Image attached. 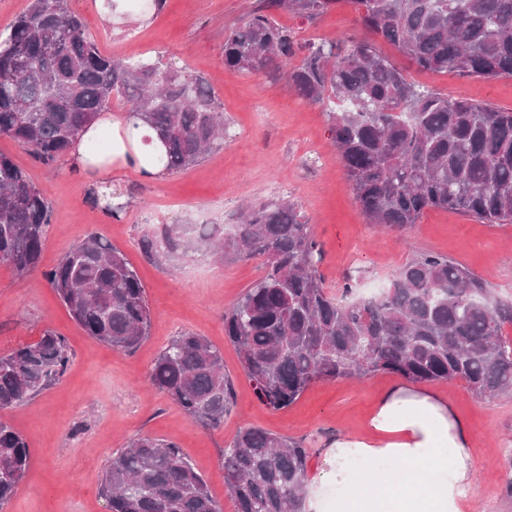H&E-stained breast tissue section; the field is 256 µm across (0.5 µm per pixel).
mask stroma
<instances>
[{"label": "stroma", "instance_id": "stroma-1", "mask_svg": "<svg viewBox=\"0 0 512 512\" xmlns=\"http://www.w3.org/2000/svg\"><path fill=\"white\" fill-rule=\"evenodd\" d=\"M259 0H164L148 24L117 31L104 22L96 0L69 6L95 35L101 51L116 58L139 56L205 77L223 106L232 139L160 183L123 174L116 184L129 204L121 222L93 207L92 177L72 173L67 161L48 167L26 149L0 136L9 155L34 182L51 208L39 272L16 277L0 264V353L38 340L43 329L65 336L72 360L58 383L31 402L0 413L26 439L30 465L0 512H108L100 483L112 457L140 434L175 442L205 477L222 505L230 499L221 454L237 431L259 427L293 438L310 451L308 478H316L328 442L359 433L377 397L400 383L379 373L361 381L314 383L288 409L272 411L256 398L234 347L224 338V312L261 275L256 259L238 261L151 260L138 239L152 224H233L243 205L279 198L296 203L323 250L319 273L325 287L341 294L344 274L353 277L354 298L378 294L408 258L434 251L486 280L498 298L512 301V224H483L433 209L403 233L367 223L331 144L323 106L303 101L286 80L242 74L224 66V36ZM278 21L300 37L345 46L365 38L349 7L307 21L287 12ZM377 49L396 57L419 85L499 107L512 108V78H460L416 69L384 41ZM94 234L121 250L146 291L152 321L135 352L113 350L71 319L43 270ZM205 336L224 355L234 383L232 408L217 430L195 424L166 395L147 384L160 350L183 331ZM471 430L475 497L466 512H512L506 482L512 478V394L494 400L474 395L460 380L436 381Z\"/></svg>", "mask_w": 512, "mask_h": 512}]
</instances>
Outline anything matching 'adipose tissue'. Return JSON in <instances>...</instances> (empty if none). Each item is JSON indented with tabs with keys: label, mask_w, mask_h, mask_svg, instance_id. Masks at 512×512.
<instances>
[{
	"label": "adipose tissue",
	"mask_w": 512,
	"mask_h": 512,
	"mask_svg": "<svg viewBox=\"0 0 512 512\" xmlns=\"http://www.w3.org/2000/svg\"><path fill=\"white\" fill-rule=\"evenodd\" d=\"M101 139L107 150L91 152L90 143ZM67 160L73 171L95 174L102 184L128 171L146 182L168 174L161 140L125 112L99 113ZM470 441L468 426L447 399L411 384L396 385L378 398L366 433L337 436L325 449L326 467L305 490L304 512H321L332 489L334 512H463L474 494ZM352 455L370 462L393 458L401 468L354 479L344 466Z\"/></svg>",
	"instance_id": "obj_1"
}]
</instances>
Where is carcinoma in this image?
<instances>
[{"instance_id":"obj_1","label":"carcinoma","mask_w":512,"mask_h":512,"mask_svg":"<svg viewBox=\"0 0 512 512\" xmlns=\"http://www.w3.org/2000/svg\"><path fill=\"white\" fill-rule=\"evenodd\" d=\"M349 6L362 27L412 65L463 78L512 77V0H263L224 37V66L285 74L295 93L327 108L331 139L368 223L403 232L437 208L484 224H512V109L451 99L409 79L373 42H310L281 25ZM300 63L288 67V62ZM114 99L164 139L166 167L185 169L230 136L213 88L200 76L105 55L68 0H31L0 41V130L44 164L65 158L84 125ZM119 221L127 204L90 191ZM51 210L26 172L0 153V264L39 269ZM149 258L262 260L263 275L224 311L258 400L293 405L317 381L375 373L414 383L461 379L484 399L512 393V303L438 253L398 268L378 298L342 304L319 273L322 249L288 199L251 206L228 227L155 224L139 239ZM86 335L132 352L149 335L145 288L126 255L95 235L43 272ZM72 354L53 329L0 355V412L30 402L67 371ZM149 382L192 421L216 429L231 408L224 357L182 332L156 357ZM309 449L241 428L221 465L233 512H303ZM29 446L0 421V509L14 497ZM110 512H224L204 477L172 441L132 439L100 484Z\"/></svg>"}]
</instances>
